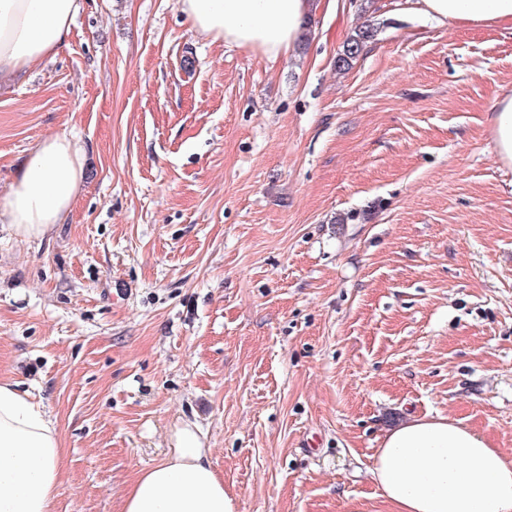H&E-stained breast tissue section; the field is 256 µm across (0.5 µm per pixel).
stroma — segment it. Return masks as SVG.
Returning a JSON list of instances; mask_svg holds the SVG:
<instances>
[{
  "instance_id": "stroma-1",
  "label": "stroma",
  "mask_w": 512,
  "mask_h": 512,
  "mask_svg": "<svg viewBox=\"0 0 512 512\" xmlns=\"http://www.w3.org/2000/svg\"><path fill=\"white\" fill-rule=\"evenodd\" d=\"M310 31L270 60L81 0L0 89V198L44 138L84 165L43 239L0 224V378L58 428L56 512H120L186 422L239 512H391L369 469L410 415L512 457V30L336 0ZM492 130L497 157L512 163V88L504 89L495 101Z\"/></svg>"
}]
</instances>
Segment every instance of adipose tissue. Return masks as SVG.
<instances>
[{
	"instance_id": "ef3b65f1",
	"label": "adipose tissue",
	"mask_w": 512,
	"mask_h": 512,
	"mask_svg": "<svg viewBox=\"0 0 512 512\" xmlns=\"http://www.w3.org/2000/svg\"><path fill=\"white\" fill-rule=\"evenodd\" d=\"M324 0H178L191 27L212 40L275 58L294 47ZM441 24L512 28V0H406ZM77 0H0V78L55 55L67 40ZM500 161L512 163V88L495 101ZM83 178L79 149L64 136L43 140L8 195L0 221L39 239L72 210ZM170 452L140 471L120 512H237L207 448L190 425ZM58 429L14 383L0 379V512H55L63 484ZM375 484L392 512H512V459L462 421L412 415L388 429L373 456Z\"/></svg>"
}]
</instances>
